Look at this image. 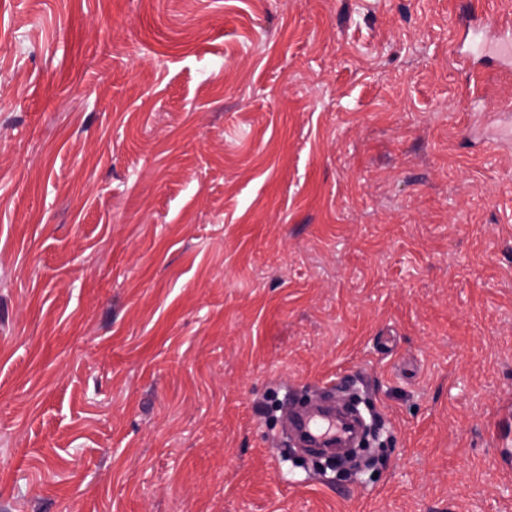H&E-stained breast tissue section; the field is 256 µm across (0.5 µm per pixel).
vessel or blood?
Wrapping results in <instances>:
<instances>
[{
	"instance_id": "vessel-or-blood-1",
	"label": "vessel or blood",
	"mask_w": 512,
	"mask_h": 512,
	"mask_svg": "<svg viewBox=\"0 0 512 512\" xmlns=\"http://www.w3.org/2000/svg\"><path fill=\"white\" fill-rule=\"evenodd\" d=\"M456 52L462 60L475 57L489 59L492 66L512 73V21L484 13H472L454 21ZM345 384L336 378L317 387L326 400L309 411H293L288 416V431L303 448L335 449L343 447L355 428L349 419L337 418L328 403Z\"/></svg>"
}]
</instances>
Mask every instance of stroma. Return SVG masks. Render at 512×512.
Here are the masks:
<instances>
[{
    "label": "stroma",
    "mask_w": 512,
    "mask_h": 512,
    "mask_svg": "<svg viewBox=\"0 0 512 512\" xmlns=\"http://www.w3.org/2000/svg\"><path fill=\"white\" fill-rule=\"evenodd\" d=\"M452 0H0V512H512V76ZM366 373L375 474L273 395Z\"/></svg>",
    "instance_id": "obj_1"
}]
</instances>
